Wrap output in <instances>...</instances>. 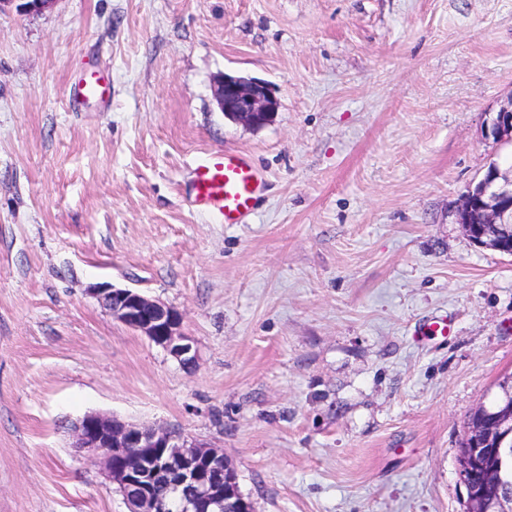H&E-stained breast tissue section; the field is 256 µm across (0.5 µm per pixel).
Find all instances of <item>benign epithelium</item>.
<instances>
[{
	"mask_svg": "<svg viewBox=\"0 0 512 512\" xmlns=\"http://www.w3.org/2000/svg\"><path fill=\"white\" fill-rule=\"evenodd\" d=\"M56 0H0L40 12ZM225 115L253 127L267 124L280 102L261 81L225 75L214 85ZM484 139L512 145V99L485 114ZM458 223L476 243L512 256V166L488 165L468 187L457 210ZM90 294L112 316L146 336L183 365L197 359L194 342L181 331V313L132 289L95 285ZM74 447L99 459L118 485L130 512H255L239 489L224 451L193 443L160 427L129 424L102 413L84 415L73 425ZM459 477L471 512H512V386L494 407L471 411L459 449Z\"/></svg>",
	"mask_w": 512,
	"mask_h": 512,
	"instance_id": "1",
	"label": "benign epithelium"
}]
</instances>
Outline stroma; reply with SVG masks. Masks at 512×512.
I'll return each mask as SVG.
<instances>
[{
	"label": "stroma",
	"instance_id": "1",
	"mask_svg": "<svg viewBox=\"0 0 512 512\" xmlns=\"http://www.w3.org/2000/svg\"><path fill=\"white\" fill-rule=\"evenodd\" d=\"M95 66L108 98L73 106ZM280 101L253 129L218 75ZM512 0H56L0 10V512H129L91 412L223 449L256 512H465L468 413L512 373V257L456 206L512 146ZM265 188L190 201L213 152ZM176 308L184 365L90 295ZM451 320V336L419 329ZM482 135L493 143L512 145V98L498 110L485 114ZM263 173L244 155L216 153L193 170L190 195L200 211L219 215L226 224H244L264 189Z\"/></svg>",
	"mask_w": 512,
	"mask_h": 512
}]
</instances>
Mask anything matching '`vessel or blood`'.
<instances>
[{
    "instance_id": "1",
    "label": "vessel or blood",
    "mask_w": 512,
    "mask_h": 512,
    "mask_svg": "<svg viewBox=\"0 0 512 512\" xmlns=\"http://www.w3.org/2000/svg\"><path fill=\"white\" fill-rule=\"evenodd\" d=\"M104 78L91 75L73 86L74 98L104 97ZM263 173L244 155L216 153L202 160L193 170L190 195L200 211L219 215L224 223L242 224L254 211L264 189Z\"/></svg>"
}]
</instances>
